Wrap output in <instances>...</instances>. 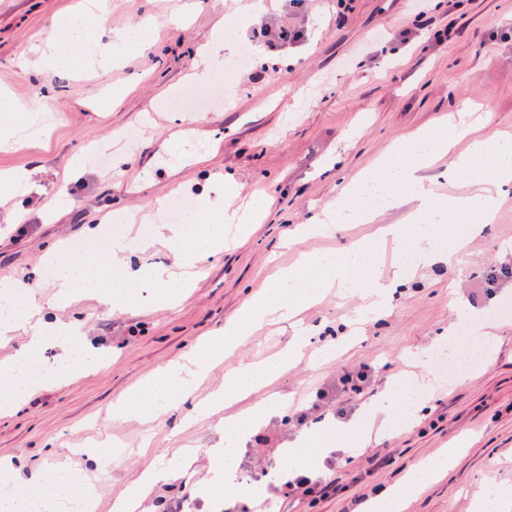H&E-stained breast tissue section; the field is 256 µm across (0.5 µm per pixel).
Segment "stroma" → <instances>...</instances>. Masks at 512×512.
Wrapping results in <instances>:
<instances>
[{
	"mask_svg": "<svg viewBox=\"0 0 512 512\" xmlns=\"http://www.w3.org/2000/svg\"><path fill=\"white\" fill-rule=\"evenodd\" d=\"M80 0H0V92L26 103L49 93L43 115V146L0 147V170L29 172L34 191L24 200L22 221H13L14 201L0 199V291L54 308L60 321H80L93 348L90 367L65 383L47 380V369L63 352L48 342L31 361L28 376L41 385L12 414L0 416V458H16L18 470L0 469V479L33 492L52 486L68 466L72 487H93L96 512L113 502L150 466L172 467L137 512L190 495V512H224L223 498L205 504L213 449L224 445L229 410L185 425L188 406L142 426L116 420L115 404L168 364L182 361L198 338L238 315L247 294L266 289L272 265H293L299 252H334L375 236L382 224L403 223L405 209L381 212L376 223L350 224L301 247L281 243L294 227L335 209L342 182L373 168L405 134L436 132L441 121L463 117L468 135L455 137L450 157L426 169L444 197L474 191L469 174L444 175L451 157L467 153L472 139L496 141L512 135V0H432L433 22L414 24L413 0H349L337 14L336 0H113L102 31L147 22L138 52L107 71L76 70L68 48L56 69L24 74L33 46L49 37ZM295 41L269 47L281 28ZM223 37L252 50L248 67L232 87L212 82L222 98L201 111L170 107L197 88L191 76L203 50ZM236 182L231 208L257 201L268 208L265 223L229 244L222 257L202 262L203 273L180 302L160 303L156 289L140 304L114 310L93 294L56 304L52 256L65 246L89 243L90 229L122 218L121 237L145 263L169 270L176 256L157 234L141 236L155 221L157 201L177 196L198 202L207 176ZM474 231L449 260L418 268L398 288L387 311L367 321L360 300L328 292L295 318L272 323L238 354L261 358L288 345L302 329L313 333L301 363L247 397V404L275 397L285 414L271 418L249 439L239 458L242 483L282 459L288 441L319 426L332 452L307 468L342 475L343 498H324L314 508L274 502L272 512H344L347 498L377 487L402 490L403 512H478L475 494L494 483L512 498V277L487 283L500 264H512V186L500 192L497 216ZM488 330L481 359L444 373L432 354L447 351L448 334ZM424 350L419 362L409 355ZM373 370L370 389L345 393L340 379L363 367ZM427 375L435 389L417 419L398 411L397 430L385 431L368 407L392 377ZM361 421L369 442L345 454L335 451L338 426ZM110 444L122 454L111 469L94 468L89 457ZM460 454L451 470L427 479L420 492L404 480L419 463L451 448ZM189 464L174 466L181 452ZM392 453L394 463L370 469L366 458Z\"/></svg>",
	"mask_w": 512,
	"mask_h": 512,
	"instance_id": "35a3bbf8",
	"label": "stroma"
}]
</instances>
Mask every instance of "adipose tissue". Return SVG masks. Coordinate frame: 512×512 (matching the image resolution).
Masks as SVG:
<instances>
[{
    "instance_id": "1",
    "label": "adipose tissue",
    "mask_w": 512,
    "mask_h": 512,
    "mask_svg": "<svg viewBox=\"0 0 512 512\" xmlns=\"http://www.w3.org/2000/svg\"><path fill=\"white\" fill-rule=\"evenodd\" d=\"M110 6L111 0H86L82 10L64 17L41 51L43 68H53L61 52L70 46L80 50L77 64H89L100 69L108 66L113 53L140 48L145 39V26L141 23L114 34L106 41L97 36L95 28ZM450 148L451 139L447 136L420 134L404 138L393 149L383 172L353 180L348 185L347 199L352 202L360 191L376 190L382 197L381 208L393 209L409 204L406 223L379 226L375 238L356 242L340 252L300 255L296 265L277 271L267 289L248 295L239 315L225 323L223 330L195 344L188 354L189 366L174 364L157 372L124 402L115 406V415L151 420L165 414L177 401L192 399L196 381L208 376L217 364H222L224 356L243 345L271 315H288L318 299L330 283H337L347 292L360 294L367 309L375 310L383 307L390 289L396 287L406 270L432 259L430 243L433 239L450 234L454 236L457 247H464L466 237L460 229L451 230L444 224L443 213L436 207L439 194L422 174L425 166L435 158L449 154ZM450 170L454 173L463 170L485 181V189L453 198L452 206L456 211L477 214L484 223H491L496 218L495 188L512 182V141L474 142L467 154L454 159ZM262 219V208L256 207L249 214L237 215L228 212L222 202L208 200L202 212L194 218L192 227L163 224L159 226L158 234L174 246L183 264L191 266L200 255L217 258L223 254L227 245L225 225H236L239 235L244 236L251 225L260 223ZM388 238L399 241L403 262L390 279L365 283V269L376 258L381 241ZM58 281L69 289H93L100 301L108 306L131 302V290L144 288L149 283L168 288L169 300L180 297L179 292L173 289L172 279L163 271L148 266L126 274L117 283L106 267L91 259L78 258L62 270ZM48 336L64 337L69 344L63 354L62 368L54 372V379L65 382L81 373L87 346L85 337L77 325L62 324L48 317L41 325L31 327L29 343L24 351L0 363V378H11L20 373ZM303 346L304 341L299 338L276 357L262 362L242 359L225 366L223 383L206 398L193 400V415L207 416L242 401L297 361ZM279 412L277 402L267 401L247 408L225 422L224 445L215 449L212 466L213 472L222 478L225 488L242 489L250 498L262 494L263 482L240 485L237 460L253 430Z\"/></svg>"
}]
</instances>
